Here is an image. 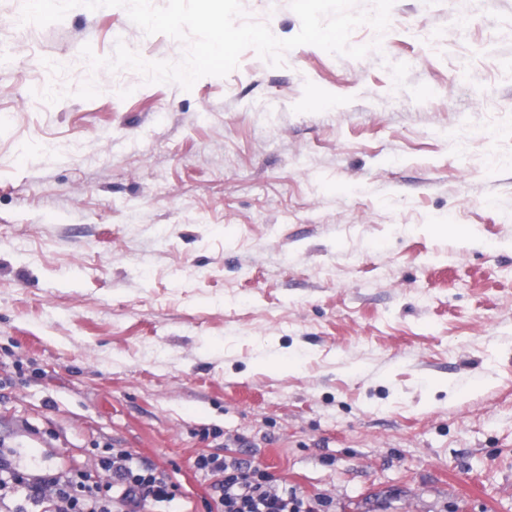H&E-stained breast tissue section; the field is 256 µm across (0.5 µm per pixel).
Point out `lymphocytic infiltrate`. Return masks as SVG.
<instances>
[{
  "label": "lymphocytic infiltrate",
  "instance_id": "obj_1",
  "mask_svg": "<svg viewBox=\"0 0 512 512\" xmlns=\"http://www.w3.org/2000/svg\"><path fill=\"white\" fill-rule=\"evenodd\" d=\"M219 512H315L311 503L276 483L263 470L216 456L202 457ZM22 499L39 512H148L174 500L168 474L121 450L98 473H21L0 460V502Z\"/></svg>",
  "mask_w": 512,
  "mask_h": 512
}]
</instances>
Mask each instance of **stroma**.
I'll use <instances>...</instances> for the list:
<instances>
[{
    "label": "stroma",
    "mask_w": 512,
    "mask_h": 512,
    "mask_svg": "<svg viewBox=\"0 0 512 512\" xmlns=\"http://www.w3.org/2000/svg\"><path fill=\"white\" fill-rule=\"evenodd\" d=\"M0 0V455H200L324 512H512V0H396L360 59L245 50L183 89L71 71L185 45ZM281 39L289 0H242ZM468 25H461V17ZM56 62L47 70L45 62Z\"/></svg>",
    "instance_id": "1"
}]
</instances>
